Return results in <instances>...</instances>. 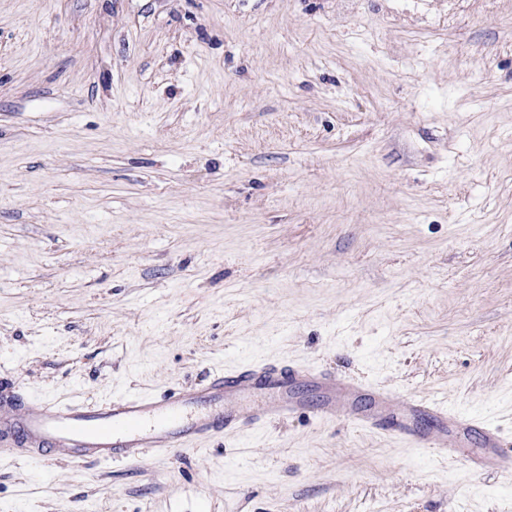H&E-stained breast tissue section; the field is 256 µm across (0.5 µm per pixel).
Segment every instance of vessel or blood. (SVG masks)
I'll list each match as a JSON object with an SVG mask.
<instances>
[{"instance_id":"vessel-or-blood-1","label":"vessel or blood","mask_w":512,"mask_h":512,"mask_svg":"<svg viewBox=\"0 0 512 512\" xmlns=\"http://www.w3.org/2000/svg\"><path fill=\"white\" fill-rule=\"evenodd\" d=\"M319 395L317 418L344 417L371 432L407 442L433 456L448 453L456 436L475 432L487 447L495 427L436 401L409 398L393 404L383 388L298 364L259 361L215 370L197 390L112 397L94 406L46 400L30 404L0 378V441L14 440L12 457L50 456L67 449L73 460L135 462L145 452L197 449L214 435L237 434L308 409L306 392Z\"/></svg>"}]
</instances>
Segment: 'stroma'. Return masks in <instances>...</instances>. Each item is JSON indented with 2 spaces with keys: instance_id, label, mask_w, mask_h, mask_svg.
Instances as JSON below:
<instances>
[{
  "instance_id": "35a3bbf8",
  "label": "stroma",
  "mask_w": 512,
  "mask_h": 512,
  "mask_svg": "<svg viewBox=\"0 0 512 512\" xmlns=\"http://www.w3.org/2000/svg\"><path fill=\"white\" fill-rule=\"evenodd\" d=\"M293 361L493 422L305 412L0 512H512V0H0V374L32 402Z\"/></svg>"
}]
</instances>
